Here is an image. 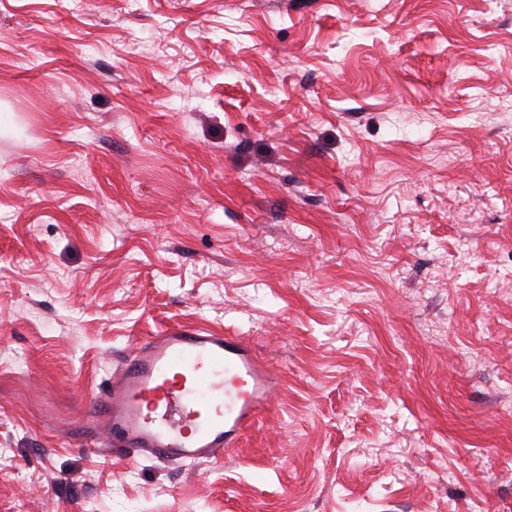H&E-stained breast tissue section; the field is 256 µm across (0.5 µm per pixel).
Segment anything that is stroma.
Returning a JSON list of instances; mask_svg holds the SVG:
<instances>
[{
    "mask_svg": "<svg viewBox=\"0 0 512 512\" xmlns=\"http://www.w3.org/2000/svg\"><path fill=\"white\" fill-rule=\"evenodd\" d=\"M176 326L256 428L79 446ZM0 512H512V0H0Z\"/></svg>",
    "mask_w": 512,
    "mask_h": 512,
    "instance_id": "35a3bbf8",
    "label": "stroma"
}]
</instances>
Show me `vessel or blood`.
Here are the masks:
<instances>
[{
    "mask_svg": "<svg viewBox=\"0 0 512 512\" xmlns=\"http://www.w3.org/2000/svg\"><path fill=\"white\" fill-rule=\"evenodd\" d=\"M279 379L244 337L174 327L151 337L89 399L86 437L103 455L196 464L238 447Z\"/></svg>",
    "mask_w": 512,
    "mask_h": 512,
    "instance_id": "1",
    "label": "vessel or blood"
}]
</instances>
